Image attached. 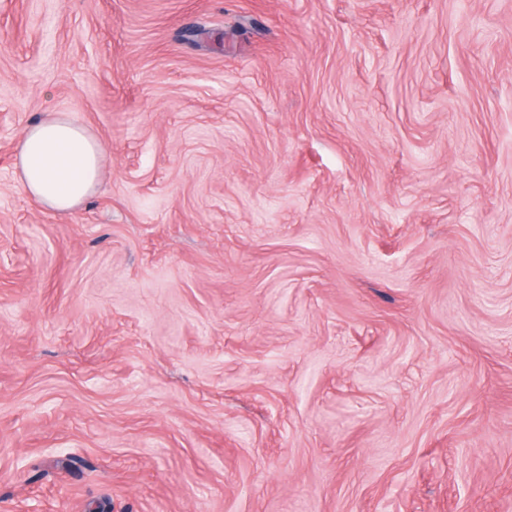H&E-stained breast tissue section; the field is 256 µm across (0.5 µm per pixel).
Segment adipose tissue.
<instances>
[{
    "label": "adipose tissue",
    "instance_id": "1",
    "mask_svg": "<svg viewBox=\"0 0 512 512\" xmlns=\"http://www.w3.org/2000/svg\"><path fill=\"white\" fill-rule=\"evenodd\" d=\"M103 156V145L78 118L47 112L23 130L16 172L37 204L67 212L99 189Z\"/></svg>",
    "mask_w": 512,
    "mask_h": 512
}]
</instances>
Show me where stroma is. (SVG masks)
I'll list each match as a JSON object with an SVG mask.
<instances>
[{
	"label": "stroma",
	"mask_w": 512,
	"mask_h": 512,
	"mask_svg": "<svg viewBox=\"0 0 512 512\" xmlns=\"http://www.w3.org/2000/svg\"><path fill=\"white\" fill-rule=\"evenodd\" d=\"M105 148L36 204L23 129ZM512 512V0H0V512ZM103 156V145L78 118L46 112L23 130L16 172L37 204L67 212L99 189Z\"/></svg>",
	"instance_id": "stroma-1"
}]
</instances>
